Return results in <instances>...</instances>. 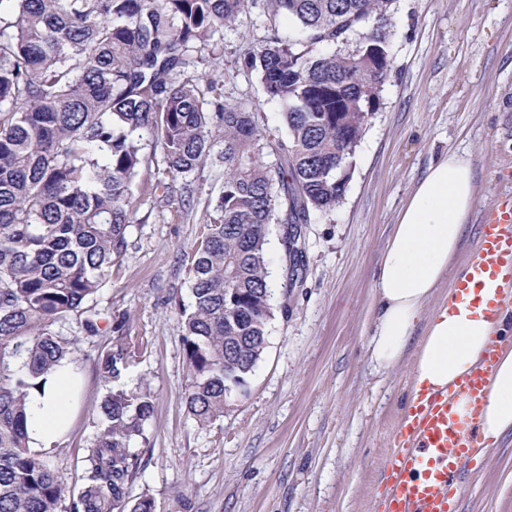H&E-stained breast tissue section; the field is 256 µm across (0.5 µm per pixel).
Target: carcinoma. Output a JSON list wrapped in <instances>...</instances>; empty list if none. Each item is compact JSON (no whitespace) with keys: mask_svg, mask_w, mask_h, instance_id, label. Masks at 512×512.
<instances>
[{"mask_svg":"<svg viewBox=\"0 0 512 512\" xmlns=\"http://www.w3.org/2000/svg\"><path fill=\"white\" fill-rule=\"evenodd\" d=\"M0 12V512H60L64 482L27 444L26 400L71 359L75 321L98 333L95 296L122 262L148 144L172 177L223 149L224 185L191 259L182 311L190 383L202 426L224 417V386L245 387L273 316L266 258L272 221L291 229L342 202L352 158L392 74L397 0H9ZM243 13L266 34L241 66L282 109L269 143L252 105L209 100L216 32ZM294 24L280 35L277 18ZM274 154L273 163L267 161ZM95 362L116 383L139 345L113 327ZM104 428L83 459L89 485L69 512H154L130 502L132 442L153 412L145 390L101 406Z\"/></svg>","mask_w":512,"mask_h":512,"instance_id":"1","label":"carcinoma"}]
</instances>
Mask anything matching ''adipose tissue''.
<instances>
[{"mask_svg":"<svg viewBox=\"0 0 512 512\" xmlns=\"http://www.w3.org/2000/svg\"><path fill=\"white\" fill-rule=\"evenodd\" d=\"M476 201L468 155L451 150L431 164L400 211L381 252L374 288V311L366 341L375 371L412 361L416 385L446 389L483 358L505 317L488 318L483 307L449 292L435 296L450 276L464 243ZM458 311H450V304ZM72 364L56 367L27 402L28 445L47 448L71 422ZM480 426L492 442L512 433V349L503 348L493 368Z\"/></svg>","mask_w":512,"mask_h":512,"instance_id":"1","label":"adipose tissue"}]
</instances>
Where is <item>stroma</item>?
Listing matches in <instances>:
<instances>
[{"label":"stroma","instance_id":"35a3bbf8","mask_svg":"<svg viewBox=\"0 0 512 512\" xmlns=\"http://www.w3.org/2000/svg\"><path fill=\"white\" fill-rule=\"evenodd\" d=\"M264 34L261 21L243 14L215 39L223 97L253 103L274 142L285 133L281 109L238 62ZM392 56L382 108L356 149L342 202L300 227L293 287L285 285L282 227L269 225L267 347L245 390L206 426L186 408L180 310L190 303L188 267L223 169L208 164L186 176V193L141 194L126 258L96 295L98 335L74 322L63 327L83 369L72 429L47 451L65 501L87 483L83 458L109 392L94 358L121 321L146 343L122 384L154 396L145 437L134 443L130 500L150 497L155 512H377L389 431L413 381L410 361L385 373L368 362L378 260L415 185L445 151L469 154L475 170L464 251L479 239L482 211L512 196V0H397ZM510 473L512 436L469 468L460 512H512V485L503 484Z\"/></svg>","mask_w":512,"mask_h":512}]
</instances>
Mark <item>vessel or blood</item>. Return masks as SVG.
<instances>
[{
    "label": "vessel or blood",
    "mask_w": 512,
    "mask_h": 512,
    "mask_svg": "<svg viewBox=\"0 0 512 512\" xmlns=\"http://www.w3.org/2000/svg\"><path fill=\"white\" fill-rule=\"evenodd\" d=\"M454 286L462 292L512 288V198L484 211L477 246ZM502 344V339L493 340L482 362L463 375L457 388L410 391L383 462L381 512H459L463 468L487 451L479 416ZM461 395L470 402L464 417L456 410Z\"/></svg>",
    "instance_id": "vessel-or-blood-1"
}]
</instances>
